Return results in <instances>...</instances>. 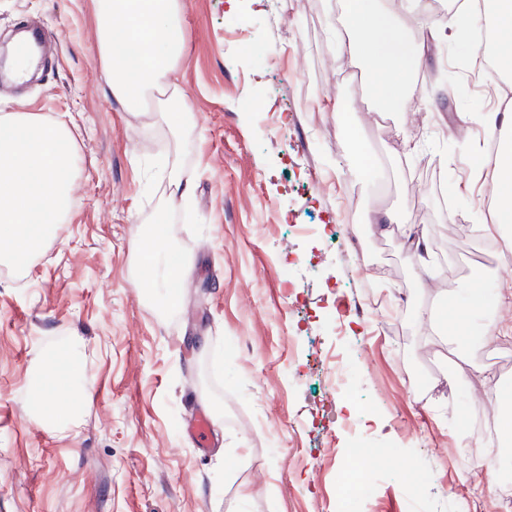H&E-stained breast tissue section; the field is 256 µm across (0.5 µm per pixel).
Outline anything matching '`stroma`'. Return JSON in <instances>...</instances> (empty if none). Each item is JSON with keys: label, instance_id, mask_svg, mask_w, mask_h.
Listing matches in <instances>:
<instances>
[{"label": "stroma", "instance_id": "1", "mask_svg": "<svg viewBox=\"0 0 512 512\" xmlns=\"http://www.w3.org/2000/svg\"><path fill=\"white\" fill-rule=\"evenodd\" d=\"M310 1L183 0L178 79L198 141L180 150L167 124L133 125L109 97L91 0H0L1 41L33 21L60 42L25 85L0 80V113L78 135L66 224L27 269L0 264V512H495L497 484L476 463L491 451L512 475V414L482 373L512 391V353L490 362L483 341L512 328V302L483 306L460 336L434 335L420 313L462 310L474 279L498 288L512 270L478 233L425 269L408 237L489 223L474 159L490 148L482 117L500 110L489 89L502 81L475 68L480 40L411 26L412 98L385 106L364 61L327 52L349 28L342 0ZM175 161L195 183L169 220L191 271L165 313L136 250ZM420 168L453 173L452 205L414 185ZM386 211L400 223H376ZM292 217L315 235L294 233ZM370 291L389 305L366 308ZM66 346L87 403L53 431L31 396ZM336 355L351 397L318 426ZM200 411L207 448L182 433ZM359 440L385 455L364 465L365 500L340 487Z\"/></svg>", "mask_w": 512, "mask_h": 512}]
</instances>
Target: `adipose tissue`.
<instances>
[{
    "label": "adipose tissue",
    "mask_w": 512,
    "mask_h": 512,
    "mask_svg": "<svg viewBox=\"0 0 512 512\" xmlns=\"http://www.w3.org/2000/svg\"><path fill=\"white\" fill-rule=\"evenodd\" d=\"M482 11L470 13L471 23L488 29L498 56L500 74L512 73V0H483ZM353 27L331 45L334 61L363 58L371 74L389 76V93L403 95L411 84V46L404 36L405 15L389 7H372L369 0H347ZM96 23L95 56L113 99L125 111L147 113V99L159 95L175 112L173 132L184 147L194 129L193 104L176 73L187 49V20L182 0H92ZM78 151L73 133L62 123L32 112L0 114V262L28 267L47 238L64 223L71 207L70 185L77 172ZM496 201L492 221L480 225L483 236H499L512 224V144L503 143L493 164L491 180ZM153 271L149 288L160 289L163 306L175 304L167 289L171 279L186 273L185 259L174 252L169 238L148 243ZM53 370L37 380L33 413L53 428L76 417L86 401L81 371L67 350L52 356Z\"/></svg>",
    "instance_id": "adipose-tissue-1"
}]
</instances>
